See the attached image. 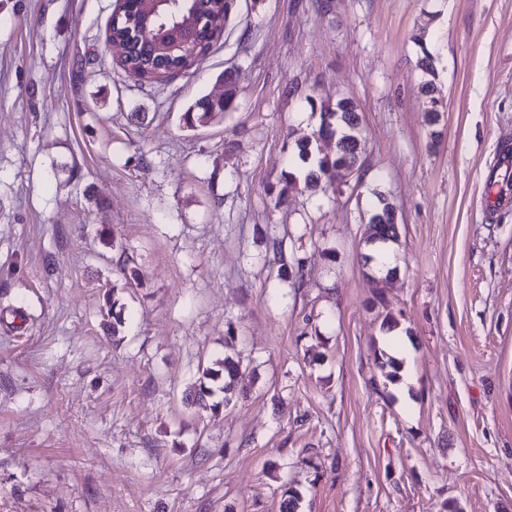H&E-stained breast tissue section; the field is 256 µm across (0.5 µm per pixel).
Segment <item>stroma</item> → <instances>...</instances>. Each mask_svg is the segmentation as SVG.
Masks as SVG:
<instances>
[{
    "mask_svg": "<svg viewBox=\"0 0 512 512\" xmlns=\"http://www.w3.org/2000/svg\"><path fill=\"white\" fill-rule=\"evenodd\" d=\"M114 5L0 0V308L37 318L0 317V512H279L290 488L298 512H512V0H237L153 84L106 48ZM227 70L235 111L184 129ZM343 97L359 180L289 184ZM380 194L390 276L361 260ZM103 226L147 274L115 335ZM389 314L406 399L375 364ZM228 336L244 395L216 415L185 397ZM416 43L418 44V47L420 48V56L421 57L419 61L418 68L428 77H431V79H425L422 81L419 85V92L424 98H428V109L426 112V121L430 125H435L440 120V114L441 112L434 110L433 108L429 110V108L432 107L431 102L438 101V99H442L438 95L437 87L435 86V71H434V65H433V57L431 52L428 49L427 42L425 39V32L415 38ZM106 290L104 292V300H105V310L102 312L103 316V325L106 327L112 326V334L118 331L117 325L122 324L121 312L114 313L113 310L119 304V299L116 298V294L118 291V286L116 284H108L106 286ZM113 318L115 322H111L109 319Z\"/></svg>",
    "mask_w": 512,
    "mask_h": 512,
    "instance_id": "stroma-1",
    "label": "stroma"
}]
</instances>
